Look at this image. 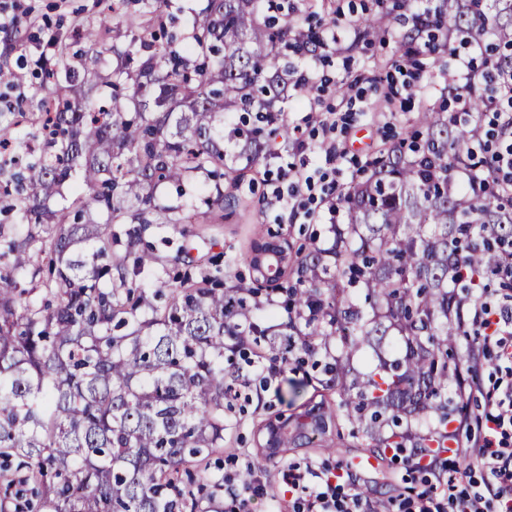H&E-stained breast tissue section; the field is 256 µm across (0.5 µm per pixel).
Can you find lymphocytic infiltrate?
Instances as JSON below:
<instances>
[{"mask_svg": "<svg viewBox=\"0 0 512 512\" xmlns=\"http://www.w3.org/2000/svg\"><path fill=\"white\" fill-rule=\"evenodd\" d=\"M319 128L325 167L310 174L288 169L272 192L276 202L294 200L290 216L296 220L313 216L300 199L305 191L319 192L329 216L339 213L337 121L321 119ZM463 322L474 337L468 386L471 396L483 398L484 409L460 419L466 444L454 459L430 456L420 467L419 489L388 504L359 492L353 477L289 464L280 480L291 495V512H512V299L485 291L471 301Z\"/></svg>", "mask_w": 512, "mask_h": 512, "instance_id": "1", "label": "lymphocytic infiltrate"}]
</instances>
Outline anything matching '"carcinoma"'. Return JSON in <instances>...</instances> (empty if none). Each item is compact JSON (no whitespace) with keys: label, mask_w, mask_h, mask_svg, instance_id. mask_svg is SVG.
Instances as JSON below:
<instances>
[{"label":"carcinoma","mask_w":512,"mask_h":512,"mask_svg":"<svg viewBox=\"0 0 512 512\" xmlns=\"http://www.w3.org/2000/svg\"><path fill=\"white\" fill-rule=\"evenodd\" d=\"M127 0H99V29L83 33L84 54L66 38L41 75L38 111L0 112V214L17 212L25 235L0 256V512H224V479L199 474L224 447V400L244 379L224 367L263 341L337 346L325 367L339 408L377 453L443 448L459 420L469 355L455 353L462 313L472 295L499 279L511 288L512 185L489 168L485 113L502 91L474 72L464 95L470 109L422 112L423 142L380 150L371 172L343 192V222L333 240L288 258L275 236L255 239L249 278L231 291L201 268L178 285L152 287L136 276L152 257L112 255L114 224H184L193 203H155L161 181H203L219 210L242 206L235 189L267 158L248 142L242 167L226 164L224 127L236 112L273 123L283 111L290 47L288 15L275 27L259 20L262 0H204L179 35L165 34L171 0H141L143 27L121 30ZM425 24L439 44L504 47L492 59L512 76V0H437ZM115 30L105 47L100 33ZM360 36L385 32L362 17ZM126 37L121 45L116 40ZM124 59L107 73L101 57ZM102 85L108 104L91 102ZM42 145L39 163L24 161V142ZM83 192L71 206L51 200L72 177ZM48 272L47 298H31L18 278ZM264 288L290 298L287 320L254 301ZM166 296L160 307L151 300ZM369 347L378 366L363 377L346 369ZM324 414L294 430L266 426L269 447L310 442Z\"/></svg>","instance_id":"cac0c4a2"}]
</instances>
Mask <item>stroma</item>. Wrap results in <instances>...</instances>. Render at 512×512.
Returning <instances> with one entry per match:
<instances>
[{"label": "stroma", "mask_w": 512, "mask_h": 512, "mask_svg": "<svg viewBox=\"0 0 512 512\" xmlns=\"http://www.w3.org/2000/svg\"><path fill=\"white\" fill-rule=\"evenodd\" d=\"M294 7V27L302 31L315 26L332 11L358 15L365 9L372 13L378 10L376 0H295ZM1 13L14 16L15 22L8 29H0V43L12 40L15 50L10 54L0 51V63L15 68L16 81L25 92L22 109L32 112L40 96L36 77L38 58L46 51L49 38L58 30L70 33L98 27L97 0H0ZM403 29L402 20L391 21L385 36L370 45L356 43L354 32L342 33L340 43L330 45L327 58L314 63L319 74L332 83L350 87L347 94L336 93L326 99L328 108L344 127L339 138L346 156L336 162L339 184H347L357 176L360 162L374 159L384 146L421 128L418 115L428 107L427 99L420 96L408 101L396 99L390 109L382 107L384 82L398 59L397 41ZM359 95L365 99L363 111H348V100ZM310 97L307 91H295L289 97L278 119L288 130V148L274 152L259 166L253 185L240 186L238 194L247 206L246 212H228L219 220L214 210L200 203L196 210L201 223L141 226L139 246L152 253L153 270L162 280L181 277L187 266L197 264L219 271L225 285L230 286L237 275L245 273L242 258L258 236L273 230L281 232L294 252L309 248L311 240L328 238V224L291 223L287 209L270 203L281 171L301 164L312 169L325 163L319 149L321 131L307 118ZM324 361L325 354L320 351L309 364L283 367L277 376L278 389L268 391L253 377L252 367L243 369L249 377L248 384L226 413L224 446L211 457L207 471L222 474L234 468L241 472L246 464L262 459L263 465L256 474L268 480L269 485L265 492L251 498L249 512H286L291 495L278 482L277 474L287 463L313 462L351 472L366 495L383 501L415 484L411 464L390 454L373 456L366 440L352 436L350 425L341 417L337 418L334 429L311 445L274 451L264 448L261 424L280 415L292 419L309 409L336 406L338 394L324 390L321 385L320 365ZM295 385L302 388L296 398L291 395ZM371 456L376 459V468L358 467V458Z\"/></svg>", "instance_id": "35a3bbf8"}]
</instances>
